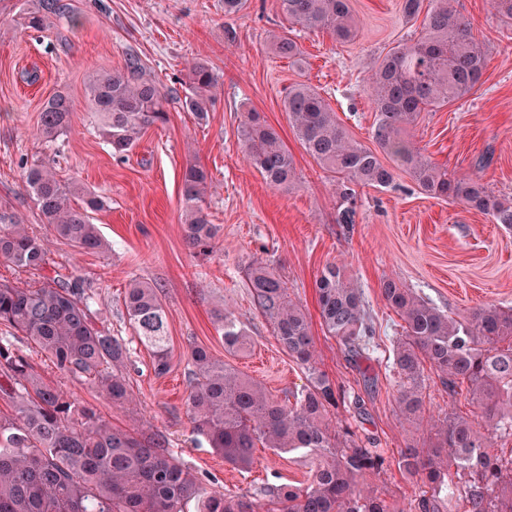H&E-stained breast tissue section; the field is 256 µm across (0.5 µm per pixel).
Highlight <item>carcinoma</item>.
<instances>
[{
	"label": "carcinoma",
	"mask_w": 512,
	"mask_h": 512,
	"mask_svg": "<svg viewBox=\"0 0 512 512\" xmlns=\"http://www.w3.org/2000/svg\"><path fill=\"white\" fill-rule=\"evenodd\" d=\"M419 37L391 48L372 67L376 107L373 139L379 151L352 141L321 94L305 85L290 88L284 108L293 131L320 167L336 180L344 209L340 222L352 223L356 187L386 189L394 171L383 152L405 166L423 191L437 199L462 202L512 229V197L489 190L478 177H454L428 159L413 142L410 129L423 112H433L463 98L481 83L487 51L474 39L470 23L435 0ZM289 28L273 36L278 56L295 63L302 50L292 28L322 29L341 42L358 35L349 0H280ZM66 16L60 0H42L28 13V27L39 31L45 13ZM184 97L163 94L146 76L138 59L122 69L96 72L86 94L98 129L112 154L129 152L141 131L168 121L173 101L199 122L208 119L212 91L218 85L204 60L188 67ZM72 104L59 92L44 105L39 137L55 143L72 128ZM238 137L247 162L275 187L296 178L292 153L260 114L248 111ZM25 192L40 212L49 236L27 232L12 207L0 203V261L38 273L49 264L51 239L77 252H101L106 243L92 222L104 207L95 192L55 167L36 160L23 167ZM212 188L209 172L189 164L182 176L184 240L195 253H206L219 240L220 227L204 211ZM246 287L255 309L273 325L281 348L305 366L310 386L283 403L262 383L215 358L205 348H191L187 406L194 431L206 437L224 461L247 470L256 444L279 452L304 450L314 467L304 488L271 487L278 512H404L385 497L365 492L361 481L385 469L383 454L366 448L347 431L331 427L336 390L315 365L311 326L285 283L260 262H251ZM320 319L326 333L354 359L370 358L373 328L362 291L337 265L315 280ZM84 283L44 276L39 284L19 287L0 282V325L13 331L0 337V397L12 414L0 416V512H258L244 496L209 491L175 458L161 433L147 436L112 427L94 409L47 382L31 357L14 343L20 338L49 357L65 373L86 378L112 403L125 405L132 394L125 377L131 364L125 343L98 325ZM381 297L404 321L397 338L393 374L401 381L399 408L406 417L422 407L424 365L436 371L448 392L467 382L472 400L483 410L478 429L461 416L447 414L434 426L427 446L402 450L397 465L420 481L409 512H441L440 491L452 475L461 479L464 512H512V458L494 449L491 432L512 430V309L484 306L462 320L438 309L393 279L381 285ZM127 318L141 343L150 348L154 373L170 368L168 320L157 287L134 279L124 296ZM224 347L247 353L252 341L245 328L218 309L214 313Z\"/></svg>",
	"instance_id": "obj_1"
}]
</instances>
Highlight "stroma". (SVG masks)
I'll return each instance as SVG.
<instances>
[{
  "label": "stroma",
  "mask_w": 512,
  "mask_h": 512,
  "mask_svg": "<svg viewBox=\"0 0 512 512\" xmlns=\"http://www.w3.org/2000/svg\"><path fill=\"white\" fill-rule=\"evenodd\" d=\"M64 2L69 19L49 17L46 28L35 31L27 28L25 13L39 0H0V201L11 203L28 232L45 235L40 213L23 189L20 163L48 156L57 158L62 177L76 178L106 199L93 222L107 250L79 253L57 241L49 268L90 284L95 317L132 353L133 400L112 404L88 380L60 372L35 351L31 357L39 371L113 427L163 433L174 456L207 487L246 496L268 510L272 503L265 488L306 485L311 457L302 450L259 447L252 469H236L193 433L187 415L194 345L261 381L279 400L308 386L307 370L282 350L246 288L248 263H267L306 313L317 365L341 394L330 414L332 426L348 429L389 462L384 471L367 475L366 488L404 512L419 486L399 470L401 450L426 442L430 421L445 414L478 426L484 419L466 387L449 392L429 369L421 420L401 414L397 383L386 370L401 319L382 300L381 284L397 280L459 318L479 306L512 308V230L460 202L428 196L402 167L391 188L358 187L353 223H339L336 184L296 138L283 99L288 87L311 85L354 141L374 147L371 65L390 48L417 38L420 23L405 21L402 0H351L356 41L297 29L303 56L296 64L273 50V34L287 25L279 0H247L233 17L225 16L224 0ZM452 6L487 46V67L481 85L464 99L421 113L413 135L449 174L480 177L495 192L512 196V26L495 16L489 0H452ZM229 28L236 32L232 43L225 38ZM131 57L164 93L181 89L189 63L199 58L220 80L207 123L197 124L180 104H171L168 123L145 129L119 158L94 125L85 86L93 73L125 67ZM59 91L72 101V129L49 145L37 136V122L44 102ZM251 110L278 131L294 156L297 177L288 188L268 185L243 157L238 128ZM193 162L212 177L207 212L221 227L218 244L206 257L188 248L182 232L181 179ZM333 263L364 293L375 329L371 360H352L321 325L314 281ZM134 278L156 285L167 311L171 369L162 377L155 375L152 356L126 317L123 297ZM220 307L247 330L253 342L249 353L225 350L213 318Z\"/></svg>",
  "instance_id": "35a3bbf8"
}]
</instances>
